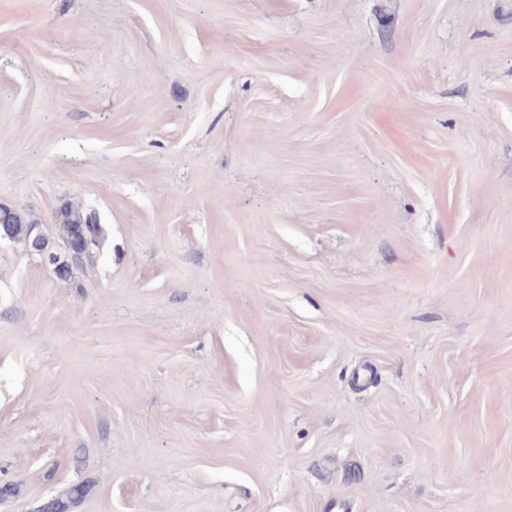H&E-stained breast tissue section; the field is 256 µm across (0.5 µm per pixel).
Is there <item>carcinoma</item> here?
<instances>
[{"mask_svg":"<svg viewBox=\"0 0 512 512\" xmlns=\"http://www.w3.org/2000/svg\"><path fill=\"white\" fill-rule=\"evenodd\" d=\"M3 211L8 214V229L12 238L22 243L26 250L35 249L40 238L45 250L63 255V260L55 267L56 275L62 280L70 276L72 265L91 259L106 242L99 213L72 202L63 204L57 210L58 234L54 239L45 236L37 222L27 219L17 210L5 206Z\"/></svg>","mask_w":512,"mask_h":512,"instance_id":"cac0c4a2","label":"carcinoma"}]
</instances>
